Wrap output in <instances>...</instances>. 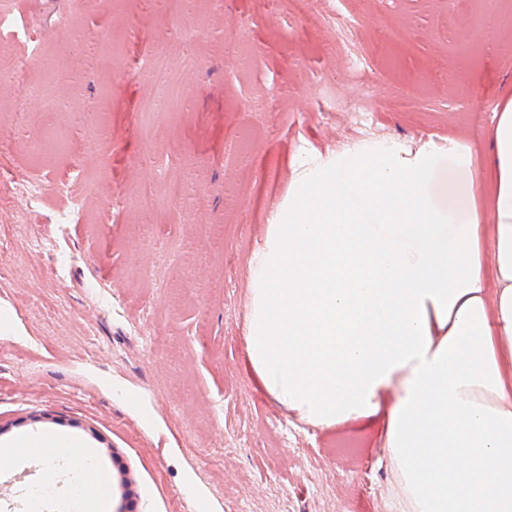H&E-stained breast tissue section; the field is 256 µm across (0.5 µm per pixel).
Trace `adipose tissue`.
<instances>
[{
	"mask_svg": "<svg viewBox=\"0 0 512 512\" xmlns=\"http://www.w3.org/2000/svg\"><path fill=\"white\" fill-rule=\"evenodd\" d=\"M493 113L490 228L468 155L449 175L432 150L380 142L295 163L249 260L247 366L273 402L331 428L399 385L391 512H512V99ZM30 460L25 512H108L90 450L49 434L0 448V471Z\"/></svg>",
	"mask_w": 512,
	"mask_h": 512,
	"instance_id": "1",
	"label": "adipose tissue"
}]
</instances>
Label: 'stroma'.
Here are the masks:
<instances>
[{
    "label": "stroma",
    "instance_id": "35a3bbf8",
    "mask_svg": "<svg viewBox=\"0 0 512 512\" xmlns=\"http://www.w3.org/2000/svg\"><path fill=\"white\" fill-rule=\"evenodd\" d=\"M340 8L359 26L353 58L284 0H186L178 15L158 0H0V47L23 63L0 88V307L15 325L0 332V445L46 433L93 449L126 512H389L385 415L315 428L258 389L250 255L294 161L383 141L444 157L453 141L485 163L493 109L512 97V32L471 55V0ZM396 23L414 27L401 49ZM37 166L52 183L33 208L10 183ZM174 180L187 201L146 221L136 187ZM61 181L81 199L64 229ZM342 439L354 457L337 455ZM40 474L0 473V512H21Z\"/></svg>",
    "mask_w": 512,
    "mask_h": 512
}]
</instances>
